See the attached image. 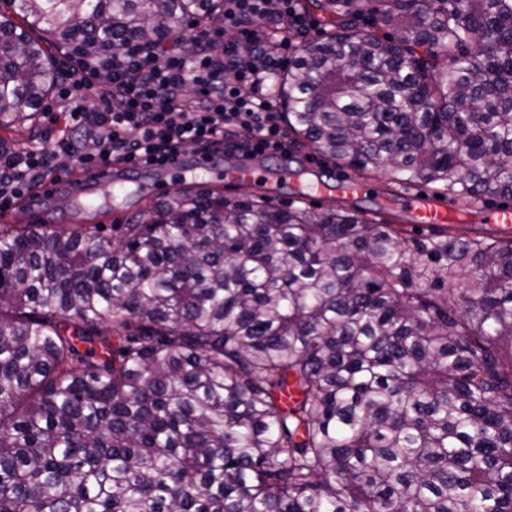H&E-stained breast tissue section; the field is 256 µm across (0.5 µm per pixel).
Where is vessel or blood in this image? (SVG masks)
<instances>
[{"instance_id":"1","label":"vessel or blood","mask_w":512,"mask_h":512,"mask_svg":"<svg viewBox=\"0 0 512 512\" xmlns=\"http://www.w3.org/2000/svg\"><path fill=\"white\" fill-rule=\"evenodd\" d=\"M189 163L201 170L218 173L224 182L230 184L253 181L261 177L278 185L298 176L297 170L284 157L279 158L274 166L268 167L262 165L259 158L256 157H243L237 162L221 166L217 164L216 160L196 156L189 162L181 158L177 159L165 165L163 171L167 174L179 172ZM121 169V164L115 163L99 168L88 176L70 177L65 185L66 192L71 198L79 199L88 196L92 187L97 185L117 187L125 180ZM401 197L406 203L413 205V222L418 228L447 224L457 216L456 210L448 203L447 199L435 197L433 193L424 188L413 186L402 188Z\"/></svg>"}]
</instances>
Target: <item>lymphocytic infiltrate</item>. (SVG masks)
<instances>
[{
  "instance_id": "obj_1",
  "label": "lymphocytic infiltrate",
  "mask_w": 512,
  "mask_h": 512,
  "mask_svg": "<svg viewBox=\"0 0 512 512\" xmlns=\"http://www.w3.org/2000/svg\"><path fill=\"white\" fill-rule=\"evenodd\" d=\"M275 22L266 35L260 20ZM224 24L236 35L217 41L198 35L194 45L168 40L133 43L120 52L74 55L44 107L35 146L0 141V208L26 197L34 184L113 162L161 165L185 148L211 154L224 147V130L239 135L247 155L285 151L269 81L290 48L291 34L315 23L296 0H224ZM250 94H242L241 85ZM70 166H61L59 155Z\"/></svg>"
}]
</instances>
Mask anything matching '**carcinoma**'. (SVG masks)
<instances>
[{
	"instance_id": "1",
	"label": "carcinoma",
	"mask_w": 512,
	"mask_h": 512,
	"mask_svg": "<svg viewBox=\"0 0 512 512\" xmlns=\"http://www.w3.org/2000/svg\"><path fill=\"white\" fill-rule=\"evenodd\" d=\"M0 125L86 55L224 0H5ZM280 82L342 166L512 197V0H306ZM370 13L382 36H362ZM0 225V512H512V237L180 186L116 227Z\"/></svg>"
}]
</instances>
